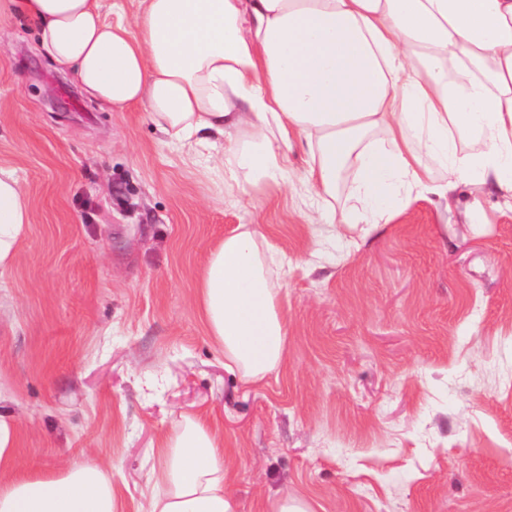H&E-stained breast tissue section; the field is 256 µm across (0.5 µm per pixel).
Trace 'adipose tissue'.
<instances>
[{
  "label": "adipose tissue",
  "mask_w": 512,
  "mask_h": 512,
  "mask_svg": "<svg viewBox=\"0 0 512 512\" xmlns=\"http://www.w3.org/2000/svg\"><path fill=\"white\" fill-rule=\"evenodd\" d=\"M16 16L87 99L143 107L176 143L227 140L226 164L251 185L279 184L301 144L320 223L388 222L396 191L445 201L461 184L512 210V0H139L112 23L101 0H0V19ZM346 168L357 183L339 212ZM31 222L0 167V272ZM265 243L247 228L225 235L195 293L225 367L250 384L278 373L288 348ZM18 442L0 413V512H125L103 464L30 472ZM154 453L155 491L138 512H235L224 442L206 422L175 420Z\"/></svg>",
  "instance_id": "obj_1"
}]
</instances>
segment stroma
<instances>
[{
    "mask_svg": "<svg viewBox=\"0 0 512 512\" xmlns=\"http://www.w3.org/2000/svg\"><path fill=\"white\" fill-rule=\"evenodd\" d=\"M223 143L181 145L139 108L88 104L0 23V166L33 223L0 273V412L24 469L100 458L128 500L179 415L224 436L236 512L286 491L316 512H512V212L465 223L413 198L357 246L312 224L306 156L282 186L240 185ZM241 224L288 259L286 363L246 385L194 304ZM320 258H313L314 250Z\"/></svg>",
    "mask_w": 512,
    "mask_h": 512,
    "instance_id": "1",
    "label": "stroma"
}]
</instances>
